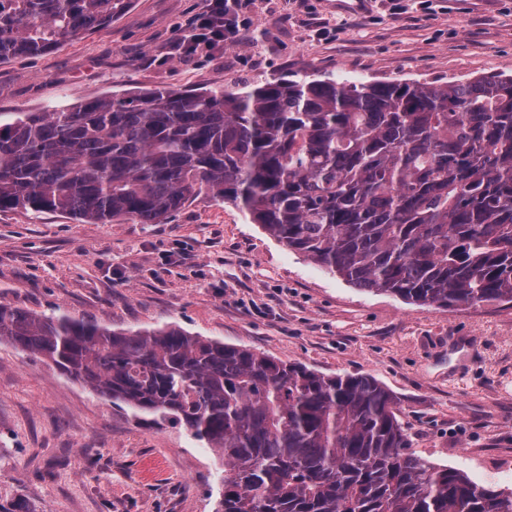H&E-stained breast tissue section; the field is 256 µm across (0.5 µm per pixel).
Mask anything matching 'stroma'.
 I'll return each instance as SVG.
<instances>
[{
  "mask_svg": "<svg viewBox=\"0 0 512 512\" xmlns=\"http://www.w3.org/2000/svg\"><path fill=\"white\" fill-rule=\"evenodd\" d=\"M202 0H133L107 28L0 60V112H62L130 89H235L308 75L454 82L512 73V0H247V32L183 58ZM0 302L116 330L166 325L399 401L410 453L512 490V303L437 308L366 291L201 197L163 224L0 212ZM224 461L0 343V505L215 512Z\"/></svg>",
  "mask_w": 512,
  "mask_h": 512,
  "instance_id": "obj_1",
  "label": "stroma"
}]
</instances>
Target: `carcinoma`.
I'll return each instance as SVG.
<instances>
[{
    "label": "carcinoma",
    "mask_w": 512,
    "mask_h": 512,
    "mask_svg": "<svg viewBox=\"0 0 512 512\" xmlns=\"http://www.w3.org/2000/svg\"><path fill=\"white\" fill-rule=\"evenodd\" d=\"M133 0H0V60L106 28ZM209 195L367 291L512 303V74L313 78L114 93L0 113V211L163 224ZM0 341L219 452L216 512H512V491L407 451L367 375L0 302Z\"/></svg>",
    "instance_id": "1"
}]
</instances>
